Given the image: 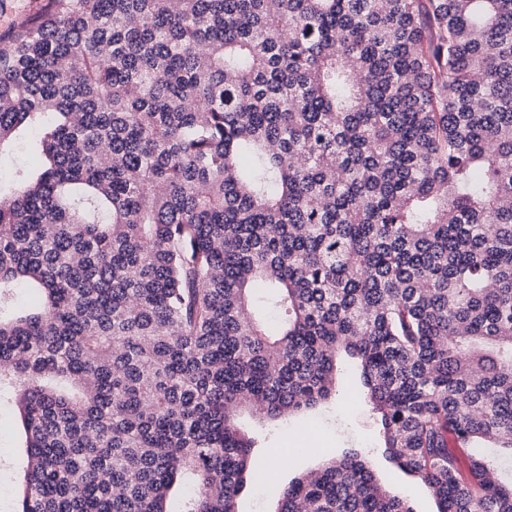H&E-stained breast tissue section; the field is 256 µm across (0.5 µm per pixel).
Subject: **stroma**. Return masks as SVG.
<instances>
[{
  "instance_id": "obj_1",
  "label": "stroma",
  "mask_w": 512,
  "mask_h": 512,
  "mask_svg": "<svg viewBox=\"0 0 512 512\" xmlns=\"http://www.w3.org/2000/svg\"><path fill=\"white\" fill-rule=\"evenodd\" d=\"M339 392L335 403L316 415L293 416L288 421L264 425L244 417V426L253 431L258 441V455L271 460L283 449H293L285 464L276 466L277 484H287L299 472L316 466L329 456L349 448H371L377 442L376 427L360 391L359 372L352 363H344L338 378ZM23 429L12 414L0 415V512H12L18 492L16 477L26 463L22 448ZM375 451V449H374ZM381 482L400 493L414 512H435V504L427 487L406 476L389 463L382 453L373 456Z\"/></svg>"
}]
</instances>
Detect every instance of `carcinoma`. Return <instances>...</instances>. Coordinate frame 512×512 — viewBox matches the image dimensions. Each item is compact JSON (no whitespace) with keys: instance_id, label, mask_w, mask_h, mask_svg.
Segmentation results:
<instances>
[{"instance_id":"carcinoma-1","label":"carcinoma","mask_w":512,"mask_h":512,"mask_svg":"<svg viewBox=\"0 0 512 512\" xmlns=\"http://www.w3.org/2000/svg\"><path fill=\"white\" fill-rule=\"evenodd\" d=\"M21 147L14 512H240L238 415L334 399L342 355L436 512H512V0H51L0 36ZM275 512L413 510L353 452Z\"/></svg>"}]
</instances>
